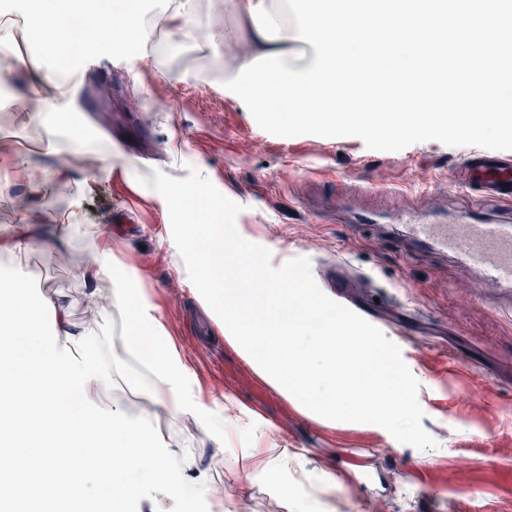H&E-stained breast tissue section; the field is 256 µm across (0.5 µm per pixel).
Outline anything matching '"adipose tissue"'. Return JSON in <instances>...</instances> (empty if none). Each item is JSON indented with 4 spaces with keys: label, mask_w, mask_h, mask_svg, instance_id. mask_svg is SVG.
<instances>
[{
    "label": "adipose tissue",
    "mask_w": 512,
    "mask_h": 512,
    "mask_svg": "<svg viewBox=\"0 0 512 512\" xmlns=\"http://www.w3.org/2000/svg\"><path fill=\"white\" fill-rule=\"evenodd\" d=\"M236 14L235 27L225 29V43L238 46L232 65L224 69L225 79L234 78L241 67L268 53H283L287 67H309L315 49L298 40L293 24H281L277 14L280 0H230ZM83 15L110 46H148L152 29L141 0H36L35 8L21 23L0 25V47L13 52L11 69L28 79V102L44 129H51L56 114L72 108L73 77L55 67L53 59L66 50V42L49 23L62 11ZM123 14V28H115L113 17ZM117 257L107 249H97L94 260L81 272L91 282L111 281L112 295L102 298L90 292V306L122 309L128 321L127 350L146 354L153 367L152 392L158 406L176 415L207 418L204 406L187 392V367L177 348L166 336L160 314L145 299L139 284L117 277ZM43 300L34 298L26 279H15L0 290V466L9 479L0 484V501L17 488L51 489L41 497V512H69L79 493L75 481L85 468L77 449L96 443L105 453L94 463L95 474H118L120 469L143 470L136 490L142 494L162 491L181 497L183 487L172 483L169 472L183 460L168 444L157 438L146 420L127 413L121 402H113L104 415L95 412V397L111 384L112 365L104 349L109 346L107 321L71 329L66 312L54 306L56 331L42 329ZM76 393L83 408L93 413L92 422L66 423L61 402ZM38 436L48 443L46 450L23 460L11 458L16 442ZM147 449L153 463L143 467L140 449Z\"/></svg>",
    "instance_id": "1"
}]
</instances>
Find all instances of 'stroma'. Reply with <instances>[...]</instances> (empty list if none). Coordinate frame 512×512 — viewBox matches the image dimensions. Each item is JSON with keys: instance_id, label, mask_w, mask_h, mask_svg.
<instances>
[{"instance_id": "35a3bbf8", "label": "stroma", "mask_w": 512, "mask_h": 512, "mask_svg": "<svg viewBox=\"0 0 512 512\" xmlns=\"http://www.w3.org/2000/svg\"><path fill=\"white\" fill-rule=\"evenodd\" d=\"M84 40L92 49L72 61L73 110L53 139L25 108L26 82L0 48V166L23 152L51 170L65 164L70 174L67 191L51 178L33 202L16 178L0 196V240L14 234L26 204L37 229L28 247L0 250V288L28 277L49 303L46 333L54 331L55 303L67 307L73 325H86L93 285L81 269L96 248H111L162 316L189 369L191 396L211 416L223 414L228 397L250 416L225 422L219 436L201 419L152 414L153 429L188 454L173 471L185 496L133 494L118 503L107 486L87 481L84 512H298L311 497L321 512H512V294L482 287L456 256L405 251L406 230L395 222L408 211L441 209L469 219L475 196L457 176L467 148L426 141L387 152L356 137H279L225 90L224 61L234 49L223 41L182 63L171 55L151 64L136 48L95 47L94 31ZM171 72L178 80H168ZM74 133L89 150L71 149ZM105 156L112 170L101 181ZM193 168L241 205L239 234L266 247L272 266L305 257L316 272L339 256L372 279L362 305L418 381L421 423L436 448L399 443L374 424L308 415L225 341L173 241L164 198L140 183L158 171L183 179ZM340 186L353 207L392 217L384 236L322 216ZM70 203L81 223L61 246L55 217ZM151 387L145 360L115 343L112 385L96 411L107 412L118 396L132 413L144 412ZM272 448L292 452L287 469L266 481L250 478L249 465ZM235 453L246 454L247 464L229 468ZM202 484L223 488L222 502L199 494Z\"/></svg>"}]
</instances>
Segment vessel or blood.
<instances>
[{
    "mask_svg": "<svg viewBox=\"0 0 512 512\" xmlns=\"http://www.w3.org/2000/svg\"><path fill=\"white\" fill-rule=\"evenodd\" d=\"M460 180L467 188H478V202L511 199L512 155L471 152L461 166ZM398 221L408 225L409 242L416 251L453 252L479 268L486 283L512 285V224H452L444 213L427 218L413 212L401 214ZM325 277L339 291L361 280L341 259L327 268Z\"/></svg>",
    "mask_w": 512,
    "mask_h": 512,
    "instance_id": "vessel-or-blood-1",
    "label": "vessel or blood"
}]
</instances>
